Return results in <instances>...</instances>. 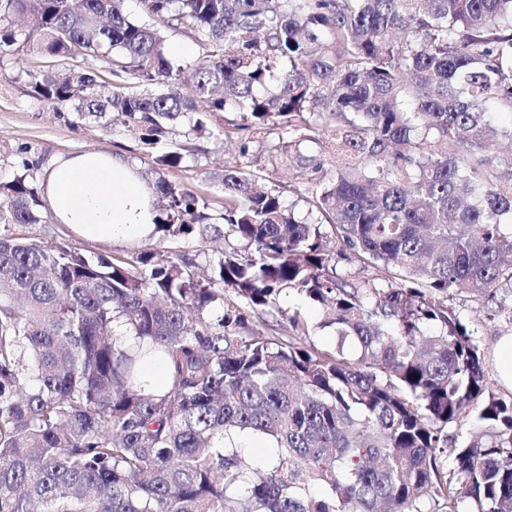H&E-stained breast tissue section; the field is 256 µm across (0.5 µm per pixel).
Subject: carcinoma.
<instances>
[{
    "label": "carcinoma",
    "instance_id": "obj_1",
    "mask_svg": "<svg viewBox=\"0 0 512 512\" xmlns=\"http://www.w3.org/2000/svg\"><path fill=\"white\" fill-rule=\"evenodd\" d=\"M123 3L0 0V53L68 62L28 70L31 94L145 149L237 113L321 218L236 164L211 213L165 176L181 144L143 178L155 232L224 239L203 266L0 233V512H512V392L454 306L512 325V126L491 120L512 114V0H140L188 30L186 64ZM0 196V225L39 223V164ZM287 290L357 357L317 349L298 312L277 335L262 315ZM246 434L270 467L245 463ZM237 444L242 457L252 466L266 465L274 456L275 448L272 447L271 441L262 436H244Z\"/></svg>",
    "mask_w": 512,
    "mask_h": 512
}]
</instances>
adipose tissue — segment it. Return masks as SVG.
<instances>
[{"label":"adipose tissue","mask_w":512,"mask_h":512,"mask_svg":"<svg viewBox=\"0 0 512 512\" xmlns=\"http://www.w3.org/2000/svg\"><path fill=\"white\" fill-rule=\"evenodd\" d=\"M53 219L89 240L131 243L155 230L154 191L123 156L83 151L54 160L43 181Z\"/></svg>","instance_id":"adipose-tissue-1"}]
</instances>
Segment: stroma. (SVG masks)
I'll return each mask as SVG.
<instances>
[{
    "label": "stroma",
    "mask_w": 512,
    "mask_h": 512,
    "mask_svg": "<svg viewBox=\"0 0 512 512\" xmlns=\"http://www.w3.org/2000/svg\"><path fill=\"white\" fill-rule=\"evenodd\" d=\"M37 62V56L27 49L0 55V179L11 178L22 159L37 160L46 167L58 156L85 150L124 154L144 172L152 167L155 156L172 150L174 144L182 143L183 138L178 135L173 142L156 145L148 154L141 146L139 130L134 127L119 124L108 128L97 121H77L67 109L57 110L34 98L25 73ZM239 143V133L222 131L195 140L192 156L187 157L181 168L170 171V181L209 197L213 210L218 212L224 206V192L212 174L222 169L225 162L240 160L257 176L261 188L280 193L284 204L292 206L297 215H305L306 193L297 169L271 157L258 144L251 145L247 155H240ZM11 231L20 237L48 243L62 239L96 253L118 256H129L159 246L171 254L195 255L205 262L216 248L214 242L183 235L162 243L153 238L130 244L92 242L74 235L66 225L51 220L43 224L15 225ZM280 307L279 313L268 318L278 332L287 333V315L297 310L310 322L316 323L312 339L317 347L336 348L338 337L333 329L323 327L325 314L319 306L310 304L297 294L286 293L280 298ZM458 308L463 317L477 325L486 364L494 366L496 342L502 334L512 331V326L496 315L493 308L483 304L466 301L459 303Z\"/></svg>",
    "instance_id": "obj_1"
}]
</instances>
